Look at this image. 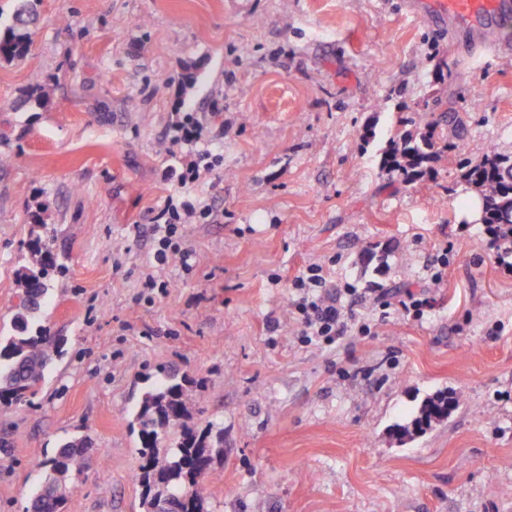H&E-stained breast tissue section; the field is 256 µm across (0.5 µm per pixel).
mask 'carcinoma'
<instances>
[{
	"instance_id": "cac0c4a2",
	"label": "carcinoma",
	"mask_w": 512,
	"mask_h": 512,
	"mask_svg": "<svg viewBox=\"0 0 512 512\" xmlns=\"http://www.w3.org/2000/svg\"><path fill=\"white\" fill-rule=\"evenodd\" d=\"M34 19L32 0H22L15 23L0 37V58L25 54L27 26ZM423 123L413 133L394 134L382 159V169L397 171L407 179L420 177L428 164L438 160L445 147H437L435 124L422 115L411 123ZM466 180L482 192L486 224L512 230V157L489 147L483 157L469 166ZM37 258L18 272L23 288L18 312L11 321L12 336L0 345V402L7 406L26 403L45 379L50 363L63 355L64 340L52 336L34 323L38 298L45 290L48 267L53 264L49 243H38ZM187 376H163L146 391L138 403L133 423L138 426L140 465L134 474L141 487L145 512H208L205 475L214 461L224 455L220 427L211 423L203 429L191 423L193 400ZM456 400L446 393L427 398L404 435L423 433L433 423L448 417ZM93 463L83 439H72L35 463L46 477L32 495L27 512H62L72 477Z\"/></svg>"
}]
</instances>
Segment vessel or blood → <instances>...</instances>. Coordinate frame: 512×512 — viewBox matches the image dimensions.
<instances>
[{"instance_id": "b4317fda", "label": "vessel or blood", "mask_w": 512, "mask_h": 512, "mask_svg": "<svg viewBox=\"0 0 512 512\" xmlns=\"http://www.w3.org/2000/svg\"><path fill=\"white\" fill-rule=\"evenodd\" d=\"M408 9L436 30L451 31L469 45L499 42L489 39V32L512 23V0H409Z\"/></svg>"}]
</instances>
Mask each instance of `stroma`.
Instances as JSON below:
<instances>
[{
  "label": "stroma",
  "instance_id": "1",
  "mask_svg": "<svg viewBox=\"0 0 512 512\" xmlns=\"http://www.w3.org/2000/svg\"><path fill=\"white\" fill-rule=\"evenodd\" d=\"M35 9L26 54L0 60V336L48 234L35 321L66 346L31 403L0 408V512H25L34 461L72 438L105 458L63 512H144L130 422L162 367L194 378L198 427L224 428L209 512H512V257L461 201L463 161L512 157V49L468 53L404 0ZM182 112L223 127L221 183L181 231L188 265L152 289ZM418 112L450 150L409 182L380 158ZM314 263L356 291L359 324L332 343L302 342L291 308ZM438 392L459 401L448 419L394 434Z\"/></svg>",
  "mask_w": 512,
  "mask_h": 512
}]
</instances>
